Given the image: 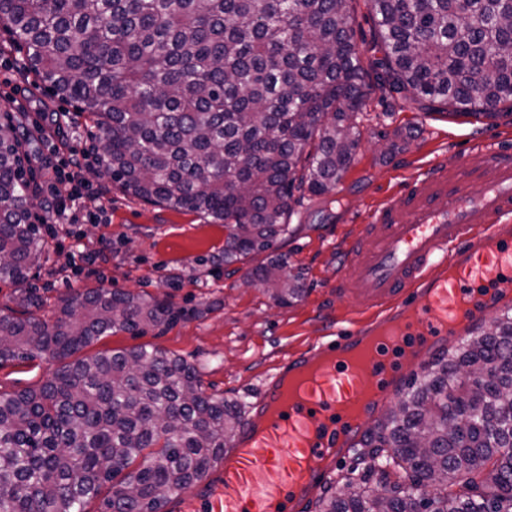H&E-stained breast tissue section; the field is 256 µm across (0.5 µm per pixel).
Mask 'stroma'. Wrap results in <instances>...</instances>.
Segmentation results:
<instances>
[{
  "label": "stroma",
  "instance_id": "1",
  "mask_svg": "<svg viewBox=\"0 0 512 512\" xmlns=\"http://www.w3.org/2000/svg\"><path fill=\"white\" fill-rule=\"evenodd\" d=\"M25 58L0 33V113L23 118L30 178L43 184L57 164L47 134L56 113H67L64 139L86 156L82 202L97 204L100 211L96 223L68 225L64 238L56 236L53 225H41L47 260L31 271L26 284L0 281V309L22 310L31 289L39 296L40 316L47 319L61 298L89 288L169 299L182 312L175 323L139 336L114 333L93 345V352L159 348L194 365L208 393L244 405L284 354L314 345L335 321L354 317V301L338 297L333 284L342 272L346 245L372 206L427 162L456 163L476 133L512 139V114L439 112L428 102L389 93L367 78L354 163L331 192L305 194L291 218L294 231L281 250L292 271L302 273L306 291L290 305L279 306L262 284L246 277L267 263V254L225 264L223 225L207 223L192 212L147 204L100 173L99 142L86 113L54 96L36 78L22 79L15 66ZM89 251L100 253V260L87 263ZM53 368L44 359L1 365L0 392L40 387Z\"/></svg>",
  "mask_w": 512,
  "mask_h": 512
}]
</instances>
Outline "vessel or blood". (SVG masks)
<instances>
[{"instance_id": "vessel-or-blood-1", "label": "vessel or blood", "mask_w": 512, "mask_h": 512, "mask_svg": "<svg viewBox=\"0 0 512 512\" xmlns=\"http://www.w3.org/2000/svg\"><path fill=\"white\" fill-rule=\"evenodd\" d=\"M334 288L354 300L359 319L278 361L224 454L221 486L188 512H308L335 472L309 471L307 460L346 459L374 431L369 418L343 420L338 405L366 382L393 398L409 379L386 374L378 358L355 370L339 354L401 319L426 365L446 355L457 315L469 335L486 324L488 304L512 294V145L478 137L459 162L427 165L373 206Z\"/></svg>"}]
</instances>
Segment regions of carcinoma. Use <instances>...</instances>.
I'll use <instances>...</instances> for the list:
<instances>
[{"label":"carcinoma","mask_w":512,"mask_h":512,"mask_svg":"<svg viewBox=\"0 0 512 512\" xmlns=\"http://www.w3.org/2000/svg\"><path fill=\"white\" fill-rule=\"evenodd\" d=\"M389 91L479 116L512 109V0H364ZM352 0H0V31L103 135L99 167L126 194L222 224L224 263L269 251L250 277L286 306L300 274L279 252L304 193L330 192L355 158L367 70ZM20 117L0 114V281L46 259L24 178ZM0 312V366L56 368L0 393V512H165L224 460L243 407L150 345L78 356L181 313L164 299L90 289L51 320ZM320 512H512V318L429 366ZM419 486L432 489L423 499Z\"/></svg>","instance_id":"1"}]
</instances>
